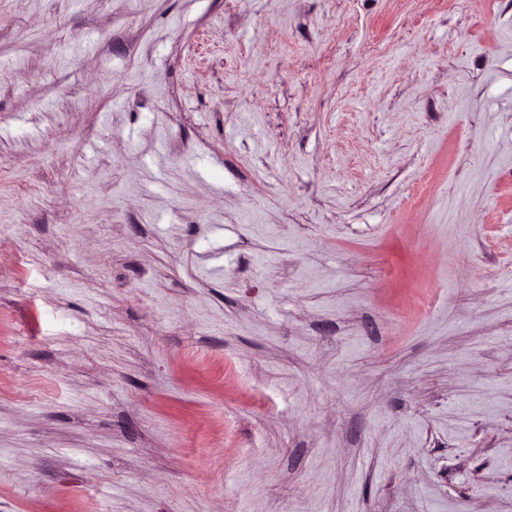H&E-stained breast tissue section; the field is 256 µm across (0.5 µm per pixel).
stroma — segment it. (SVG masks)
Returning a JSON list of instances; mask_svg holds the SVG:
<instances>
[{
    "label": "stroma",
    "mask_w": 512,
    "mask_h": 512,
    "mask_svg": "<svg viewBox=\"0 0 512 512\" xmlns=\"http://www.w3.org/2000/svg\"><path fill=\"white\" fill-rule=\"evenodd\" d=\"M512 512V0H0V512Z\"/></svg>",
    "instance_id": "35a3bbf8"
}]
</instances>
